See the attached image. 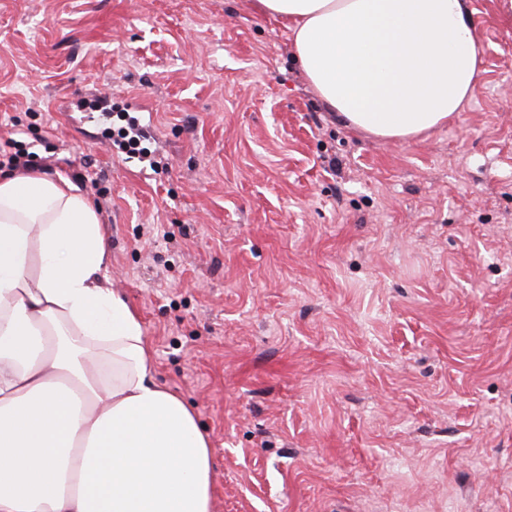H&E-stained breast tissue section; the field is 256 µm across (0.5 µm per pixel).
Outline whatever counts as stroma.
I'll return each instance as SVG.
<instances>
[{"instance_id": "35a3bbf8", "label": "stroma", "mask_w": 512, "mask_h": 512, "mask_svg": "<svg viewBox=\"0 0 512 512\" xmlns=\"http://www.w3.org/2000/svg\"><path fill=\"white\" fill-rule=\"evenodd\" d=\"M252 2L0 0V155L97 206L213 512H512V0H469L480 78L410 141L340 124Z\"/></svg>"}]
</instances>
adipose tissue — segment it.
<instances>
[{
    "instance_id": "ef3b65f1",
    "label": "adipose tissue",
    "mask_w": 512,
    "mask_h": 512,
    "mask_svg": "<svg viewBox=\"0 0 512 512\" xmlns=\"http://www.w3.org/2000/svg\"><path fill=\"white\" fill-rule=\"evenodd\" d=\"M324 105L410 140L481 73L467 0H256ZM103 223L64 172L0 171V512H211V438L159 384L109 282Z\"/></svg>"
}]
</instances>
